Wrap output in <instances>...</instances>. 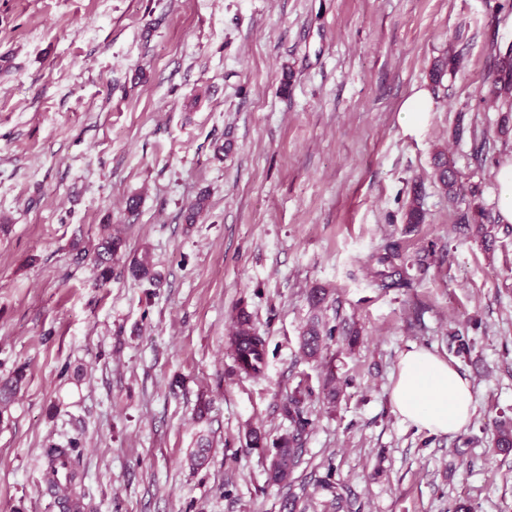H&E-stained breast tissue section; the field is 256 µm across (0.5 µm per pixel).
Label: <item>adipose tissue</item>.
<instances>
[{"instance_id":"1","label":"adipose tissue","mask_w":512,"mask_h":512,"mask_svg":"<svg viewBox=\"0 0 512 512\" xmlns=\"http://www.w3.org/2000/svg\"><path fill=\"white\" fill-rule=\"evenodd\" d=\"M391 401L402 421L434 434L459 432L474 414L470 380L448 359L414 345L400 356Z\"/></svg>"}]
</instances>
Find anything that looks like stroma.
<instances>
[{
  "label": "stroma",
  "instance_id": "obj_1",
  "mask_svg": "<svg viewBox=\"0 0 512 512\" xmlns=\"http://www.w3.org/2000/svg\"><path fill=\"white\" fill-rule=\"evenodd\" d=\"M510 45L512 0H0V381L25 371L0 409V512H59L43 474L69 446L80 512H512V224L494 197L512 130L481 100ZM421 90L431 110L404 118ZM474 203L489 241L462 221ZM106 224L125 246L100 287L77 250ZM389 244L400 288L378 275ZM145 253L157 278L133 280ZM241 307L266 340L255 379L229 351ZM314 323L334 336L310 359ZM411 345L471 380L460 433L395 413ZM301 381L302 463L274 485ZM436 174L442 188L448 194V198L454 200L461 191L453 162L445 152H438Z\"/></svg>",
  "mask_w": 512,
  "mask_h": 512
}]
</instances>
